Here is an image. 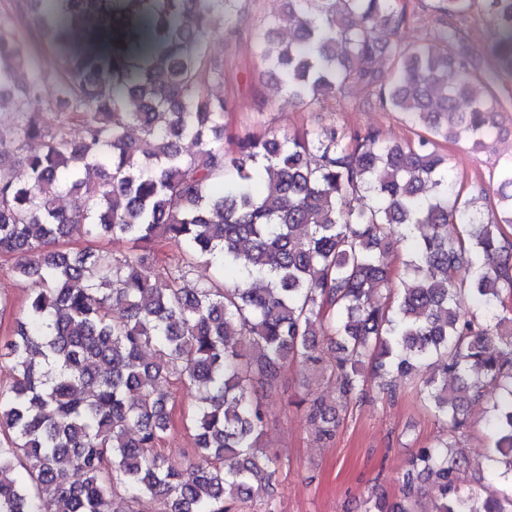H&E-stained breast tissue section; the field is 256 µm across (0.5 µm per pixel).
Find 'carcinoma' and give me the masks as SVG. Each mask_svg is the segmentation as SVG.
<instances>
[{
  "mask_svg": "<svg viewBox=\"0 0 512 512\" xmlns=\"http://www.w3.org/2000/svg\"><path fill=\"white\" fill-rule=\"evenodd\" d=\"M250 2L10 0L0 14V93L16 96L0 113V254L30 282L0 342L16 372L0 391V512H41L44 498L55 512H111L116 498L127 512H275L263 489L277 459L260 444L267 410L255 387L289 361L320 363L322 336L338 350L346 406L368 377L394 396L426 366L421 394L446 434L412 454L391 512H512V489L461 488L471 462L451 453L481 401L485 459L512 483V155L479 193L484 219L442 153L448 141L476 150L498 126L485 57L512 74V0H483L494 23L486 56L451 24L431 42H402L396 0H283L251 31L288 103L357 85L367 104L406 114L416 139L247 131L229 153V103L209 90L224 61L209 47L219 26L239 31ZM435 2L447 18L476 4ZM18 22L60 57L50 114L27 107L45 75L31 69ZM76 224L131 250L56 248ZM164 242L179 256L159 288L149 265ZM394 252L397 271L383 261ZM201 263L213 278L182 287ZM171 378L198 393L183 420L188 481L161 448ZM301 404L316 435L332 438L336 413L316 397Z\"/></svg>",
  "mask_w": 512,
  "mask_h": 512,
  "instance_id": "1",
  "label": "carcinoma"
}]
</instances>
